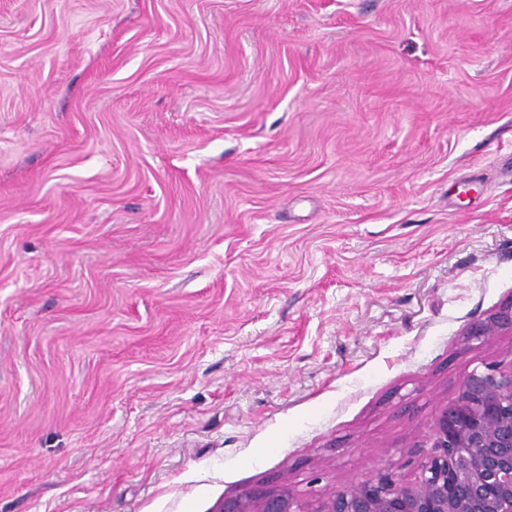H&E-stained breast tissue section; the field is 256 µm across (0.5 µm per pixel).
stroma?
I'll return each mask as SVG.
<instances>
[{"mask_svg": "<svg viewBox=\"0 0 512 512\" xmlns=\"http://www.w3.org/2000/svg\"><path fill=\"white\" fill-rule=\"evenodd\" d=\"M512 0H0V512H320L512 368ZM502 330H510L512 333V300L495 314L474 323L467 334L483 342L488 341L492 336H497ZM217 512H305L288 490L260 488L222 505Z\"/></svg>", "mask_w": 512, "mask_h": 512, "instance_id": "stroma-1", "label": "stroma"}]
</instances>
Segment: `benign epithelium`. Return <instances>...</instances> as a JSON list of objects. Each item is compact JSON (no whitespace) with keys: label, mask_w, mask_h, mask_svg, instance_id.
<instances>
[{"label":"benign epithelium","mask_w":512,"mask_h":512,"mask_svg":"<svg viewBox=\"0 0 512 512\" xmlns=\"http://www.w3.org/2000/svg\"><path fill=\"white\" fill-rule=\"evenodd\" d=\"M512 331V302L473 324L467 335L487 341ZM432 452L414 481L386 469L335 491L319 512H512V369H473L440 410ZM217 512H305L291 492L260 488Z\"/></svg>","instance_id":"obj_1"}]
</instances>
